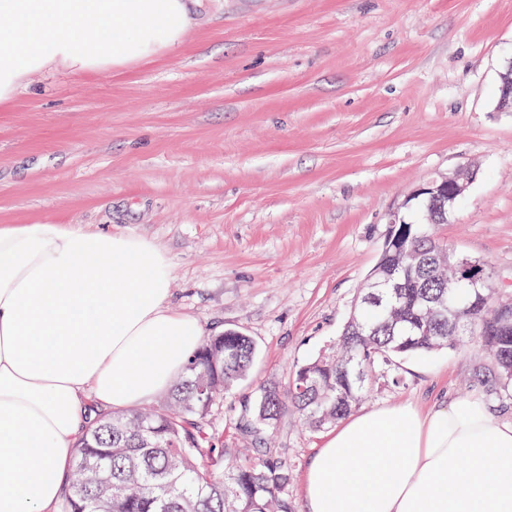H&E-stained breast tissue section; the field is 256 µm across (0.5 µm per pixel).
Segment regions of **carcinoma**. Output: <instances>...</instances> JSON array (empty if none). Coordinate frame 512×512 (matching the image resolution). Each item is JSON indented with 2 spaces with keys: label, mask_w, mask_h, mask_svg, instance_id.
<instances>
[{
  "label": "carcinoma",
  "mask_w": 512,
  "mask_h": 512,
  "mask_svg": "<svg viewBox=\"0 0 512 512\" xmlns=\"http://www.w3.org/2000/svg\"><path fill=\"white\" fill-rule=\"evenodd\" d=\"M412 214L393 236L417 253L408 267L396 247L383 271L361 289L336 348L301 364L287 390L269 385L236 424L255 459L229 462L202 425L224 395L248 373L251 337L226 330L202 342L175 380L166 405L99 416L77 444L62 512H294L284 496L291 475L285 459L266 448L278 418L297 413L310 429L333 425L361 399L368 377L396 358L455 349L469 337L512 386V293L485 298L463 285L448 297L439 258L447 243Z\"/></svg>",
  "instance_id": "carcinoma-1"
}]
</instances>
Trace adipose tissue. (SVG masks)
<instances>
[{"mask_svg":"<svg viewBox=\"0 0 512 512\" xmlns=\"http://www.w3.org/2000/svg\"><path fill=\"white\" fill-rule=\"evenodd\" d=\"M192 0H0V102L58 66L102 73L175 49ZM163 250L56 224L0 228V512H56L95 406L158 396L200 343L166 303ZM308 512H512V422L459 399L387 406L327 434Z\"/></svg>","mask_w":512,"mask_h":512,"instance_id":"adipose-tissue-1","label":"adipose tissue"}]
</instances>
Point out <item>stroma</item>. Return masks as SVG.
<instances>
[{
  "instance_id": "stroma-1",
  "label": "stroma",
  "mask_w": 512,
  "mask_h": 512,
  "mask_svg": "<svg viewBox=\"0 0 512 512\" xmlns=\"http://www.w3.org/2000/svg\"><path fill=\"white\" fill-rule=\"evenodd\" d=\"M174 50L103 74L58 67L0 104V227L139 237L167 255L172 311L256 343L207 431L226 455L260 388L334 345L393 217L422 183L479 174L439 236L512 289V0H202ZM460 397L512 422L488 354L396 360L359 411ZM324 431L284 414L303 479Z\"/></svg>"
}]
</instances>
